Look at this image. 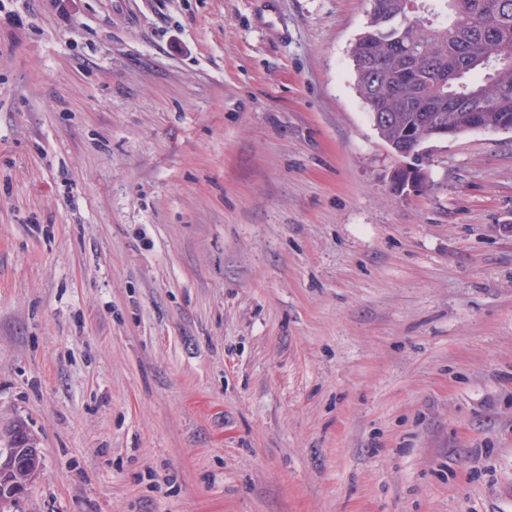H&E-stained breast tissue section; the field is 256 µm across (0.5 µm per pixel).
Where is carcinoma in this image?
<instances>
[{"label":"carcinoma","mask_w":512,"mask_h":512,"mask_svg":"<svg viewBox=\"0 0 512 512\" xmlns=\"http://www.w3.org/2000/svg\"><path fill=\"white\" fill-rule=\"evenodd\" d=\"M351 48L357 91L391 151L443 114L469 132L472 103L487 127L512 120V0H369Z\"/></svg>","instance_id":"cac0c4a2"}]
</instances>
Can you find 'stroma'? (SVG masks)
<instances>
[{
  "instance_id": "35a3bbf8",
  "label": "stroma",
  "mask_w": 512,
  "mask_h": 512,
  "mask_svg": "<svg viewBox=\"0 0 512 512\" xmlns=\"http://www.w3.org/2000/svg\"><path fill=\"white\" fill-rule=\"evenodd\" d=\"M367 0H0L17 512H512V131L355 88ZM394 186L397 191H418L425 183V173L422 169L400 167L395 171ZM18 431H20L19 433H22L24 436L26 441V448H18V446H16L14 443L11 448H17V450H20L19 453L17 455L7 454L5 457L0 458V477L1 475L6 477L14 473L21 477V481L18 483H12L11 485H13V488L9 493L5 492L2 497L0 494L1 511H9L5 509L13 503L15 497L22 494L25 488H27L32 482L38 480L41 475V464L39 462L40 453L38 448H34L26 431L18 429L14 433V436L17 435ZM18 436L19 435H17L16 440H18L21 435L19 437ZM11 448H0V452L2 455H4V453L6 454L8 450H11ZM22 453H24L25 456V463H21L23 466L20 469L21 471H19V466L21 464L18 463L17 459Z\"/></svg>"
}]
</instances>
